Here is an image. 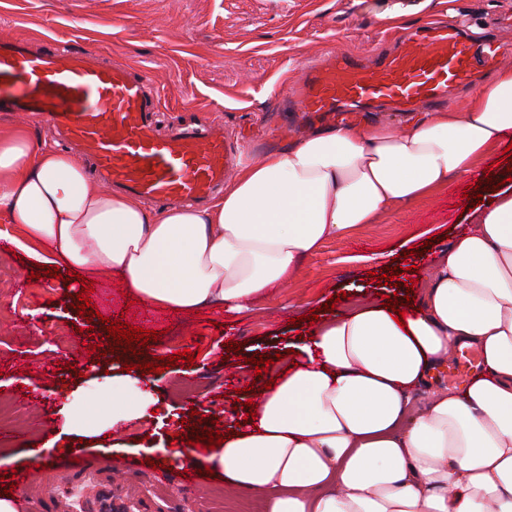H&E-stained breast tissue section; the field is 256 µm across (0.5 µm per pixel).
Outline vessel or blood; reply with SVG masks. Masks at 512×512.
Masks as SVG:
<instances>
[{"label":"vessel or blood","instance_id":"obj_1","mask_svg":"<svg viewBox=\"0 0 512 512\" xmlns=\"http://www.w3.org/2000/svg\"><path fill=\"white\" fill-rule=\"evenodd\" d=\"M479 71L454 26H428L422 42L369 65L338 53L306 67L288 103L292 112H331L337 104L409 110L474 88ZM0 112L19 113L66 138L99 181L135 200L165 207L200 203L242 161L237 143L214 127H182L159 138L156 96L133 69L89 50H32L0 38Z\"/></svg>","mask_w":512,"mask_h":512}]
</instances>
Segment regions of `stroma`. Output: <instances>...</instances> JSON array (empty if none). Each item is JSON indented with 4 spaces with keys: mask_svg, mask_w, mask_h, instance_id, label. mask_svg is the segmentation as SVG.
Returning <instances> with one entry per match:
<instances>
[{
    "mask_svg": "<svg viewBox=\"0 0 512 512\" xmlns=\"http://www.w3.org/2000/svg\"><path fill=\"white\" fill-rule=\"evenodd\" d=\"M435 21L459 26L484 56L497 40L512 41V0H0V37L99 51L158 88L162 127L218 120L242 143H256L260 156L293 141L282 129L268 128L259 140L254 131L293 92L307 64L337 52L375 60L404 33ZM408 119L382 107L306 116L296 125L305 133L343 121L367 128ZM466 186L451 179L325 242L295 280L271 289L251 310L211 307L175 317L144 308L136 326L161 332V339L102 360L89 356V347L106 343V320L128 313L131 298L122 283L106 274L95 278L92 307L102 319L91 325L74 306L78 285L31 278L24 254L0 250V373L9 377L0 386V430L18 432L0 440V452L13 460L0 469V490L13 471L36 465L54 501L47 507L25 499L21 512H81L72 496L79 486L116 505L135 501L140 512H256L258 499L226 491L216 476H207L200 491L181 487L182 469L193 459L173 457L174 433L189 432L184 419L193 411L203 422L219 421L223 432L241 421L246 401L255 400L256 386L266 381L250 357H273L300 344L307 329L303 315L328 298L342 292L351 302L379 293L405 297L410 266L430 261L444 236L468 224L473 207L463 197ZM407 240L416 248L409 257L402 248ZM390 260L403 269L400 285L378 282ZM236 343L239 353L227 354V345ZM196 348L201 354L194 365L150 377L147 389L159 413L173 415L169 425L125 420L112 438L64 452L61 408L74 388H85V413L92 417L107 367Z\"/></svg>",
    "mask_w": 512,
    "mask_h": 512,
    "instance_id": "1",
    "label": "stroma"
}]
</instances>
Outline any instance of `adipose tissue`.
I'll use <instances>...</instances> for the list:
<instances>
[{
    "instance_id": "ef3b65f1",
    "label": "adipose tissue",
    "mask_w": 512,
    "mask_h": 512,
    "mask_svg": "<svg viewBox=\"0 0 512 512\" xmlns=\"http://www.w3.org/2000/svg\"><path fill=\"white\" fill-rule=\"evenodd\" d=\"M512 141V68L460 108L400 129H321L244 166L202 210H152L92 189L73 157L23 128L0 132V218L30 263L94 279L177 315L249 309L297 278L328 239L430 194L450 178L487 182L479 159ZM467 229L433 258L404 324L379 303L321 318L298 361L270 365L254 419L209 450L228 487L264 512H512V190L490 191ZM477 348L478 373L435 387L450 350ZM112 410L63 432L100 438L154 405L139 378H110ZM428 390L424 410L413 408Z\"/></svg>"
}]
</instances>
